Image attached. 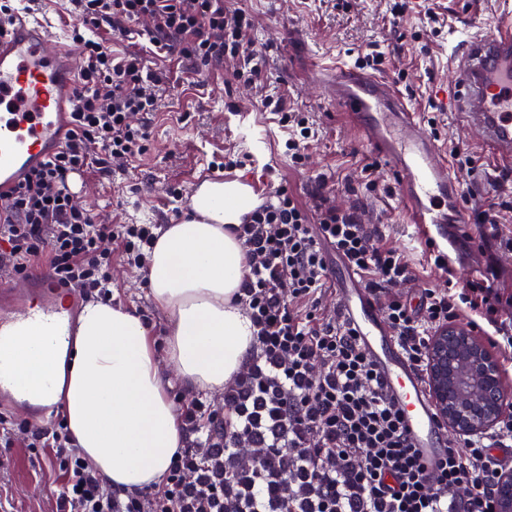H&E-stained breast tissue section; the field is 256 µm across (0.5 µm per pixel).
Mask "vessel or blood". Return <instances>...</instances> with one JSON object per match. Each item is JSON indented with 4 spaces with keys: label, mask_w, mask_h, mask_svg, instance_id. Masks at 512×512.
<instances>
[{
    "label": "vessel or blood",
    "mask_w": 512,
    "mask_h": 512,
    "mask_svg": "<svg viewBox=\"0 0 512 512\" xmlns=\"http://www.w3.org/2000/svg\"><path fill=\"white\" fill-rule=\"evenodd\" d=\"M11 23L0 31V193L62 151L71 127L78 59L68 34L51 31L33 0H10ZM454 110L480 131L482 142L512 164V13L490 33L467 31L452 47ZM331 100L351 116L362 141L395 177L399 194L422 237L448 245V227L466 221L461 181L448 165V152L420 129L394 84L362 71L344 58L315 63ZM342 320L351 328L402 406L410 443L427 468L445 452L446 430L419 371L402 355L370 292L355 275L338 279ZM81 304L75 291L48 274L28 279L25 294L0 290V393L23 398L7 348L32 328L63 345Z\"/></svg>",
    "instance_id": "vessel-or-blood-1"
}]
</instances>
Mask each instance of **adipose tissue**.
Masks as SVG:
<instances>
[{
	"instance_id": "obj_1",
	"label": "adipose tissue",
	"mask_w": 512,
	"mask_h": 512,
	"mask_svg": "<svg viewBox=\"0 0 512 512\" xmlns=\"http://www.w3.org/2000/svg\"><path fill=\"white\" fill-rule=\"evenodd\" d=\"M251 209L247 198L225 195L223 182L208 181L192 195L189 217L162 228L145 279L168 318L165 359L139 315L115 301L82 308L69 348L43 344L36 333L10 348L28 400L62 404L79 451L112 488L160 484L186 444L164 368L188 388L217 393L253 349L251 322L234 302L243 247L230 230Z\"/></svg>"
}]
</instances>
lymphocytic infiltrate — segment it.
<instances>
[{
    "label": "lymphocytic infiltrate",
    "mask_w": 512,
    "mask_h": 512,
    "mask_svg": "<svg viewBox=\"0 0 512 512\" xmlns=\"http://www.w3.org/2000/svg\"><path fill=\"white\" fill-rule=\"evenodd\" d=\"M81 83L67 147L31 170L0 203V270L24 278L45 268L83 301L109 299L112 254L144 267L158 237L154 224H104L68 191L70 174L96 167L125 171L144 153L161 79L148 60L107 50L100 31L148 41L158 56L176 54L195 69L240 61L244 81L258 79L260 54L243 53L249 25L224 0H69ZM480 238L512 253V232L498 212L474 214ZM245 266L238 301L255 346L224 388V414L194 399L180 412L188 436L161 485L125 492L103 482L74 448L64 421L36 426L0 412V439L24 432L57 474L58 512H495L508 469L493 449L512 448V413L489 429L448 442L434 471L418 461L401 413L365 351L321 297L332 248L362 278L420 374L428 372L435 333L463 319L512 362V295L495 286V267L447 287L424 289L419 304L398 293L415 272L385 242L381 225L319 197L308 211L287 189L232 228Z\"/></svg>",
    "instance_id": "lymphocytic-infiltrate-1"
}]
</instances>
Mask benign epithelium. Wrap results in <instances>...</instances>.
I'll list each match as a JSON object with an SVG mask.
<instances>
[{
	"label": "benign epithelium",
	"mask_w": 512,
	"mask_h": 512,
	"mask_svg": "<svg viewBox=\"0 0 512 512\" xmlns=\"http://www.w3.org/2000/svg\"><path fill=\"white\" fill-rule=\"evenodd\" d=\"M429 375L440 421L452 436L478 433L512 409L496 360L469 327L445 326L433 336ZM497 512H512V474L497 485Z\"/></svg>",
	"instance_id": "7a95c632"
}]
</instances>
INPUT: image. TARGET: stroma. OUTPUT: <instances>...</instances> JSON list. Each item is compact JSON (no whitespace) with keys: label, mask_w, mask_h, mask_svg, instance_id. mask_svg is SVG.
<instances>
[{"label":"stroma","mask_w":512,"mask_h":512,"mask_svg":"<svg viewBox=\"0 0 512 512\" xmlns=\"http://www.w3.org/2000/svg\"><path fill=\"white\" fill-rule=\"evenodd\" d=\"M393 0H224L228 10L244 12L253 27L251 49L262 52L267 69L255 84L237 76L236 60L222 66L191 71L179 57L157 59L165 74L159 109L150 123L147 151L128 172L105 178L98 169L78 179V201L108 224H171L176 207L171 189L191 196L196 179L211 170L214 158L239 154L243 171L253 165L242 142L231 133L234 116H249L266 138L264 165L277 172L276 181L305 205L315 208L314 179L326 176L325 193L339 208H354L368 224L383 225L389 243L412 264L415 281L403 285L411 298L423 289L444 288L449 278L466 281L486 265L498 271L496 285L512 294V254L486 244L483 251L458 250L452 276L431 267L422 238L409 224L394 179L368 146L361 142L347 117L339 112L325 89L308 73L313 59L343 53L358 57L372 43L384 54L380 66L395 81L408 106L435 117L430 135L449 151L470 155V170L460 171L466 210L496 202L500 190L494 179L504 168L483 147L478 130L466 127L453 111L435 112L439 88L453 86L448 66V39L455 29L493 31L512 0H407L402 13ZM285 101L287 111L308 115L315 136L302 164L286 153L288 130L276 115L265 112L264 96ZM112 296L148 314L157 355L165 353L166 315L155 307L141 270L112 258ZM48 457L26 446V436L14 433L10 447H0V512H57L59 483L51 482Z\"/></svg>","instance_id":"stroma-1"}]
</instances>
